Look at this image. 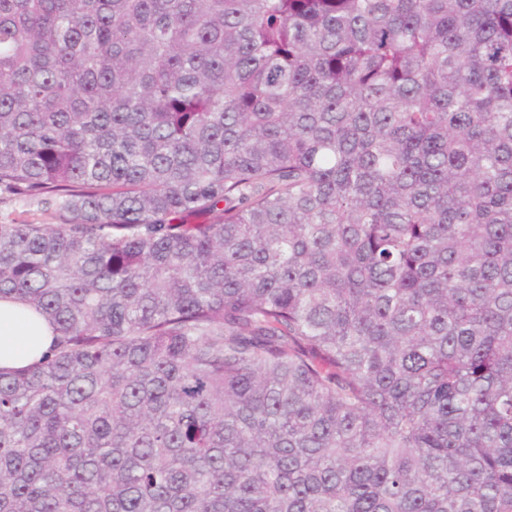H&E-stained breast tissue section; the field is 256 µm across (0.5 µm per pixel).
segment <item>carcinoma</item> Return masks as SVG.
Here are the masks:
<instances>
[{
	"instance_id": "carcinoma-1",
	"label": "carcinoma",
	"mask_w": 512,
	"mask_h": 512,
	"mask_svg": "<svg viewBox=\"0 0 512 512\" xmlns=\"http://www.w3.org/2000/svg\"><path fill=\"white\" fill-rule=\"evenodd\" d=\"M0 512H512V0H0ZM53 207L38 204L36 201L24 202L14 199H2L0 196V224H8L15 220H28L34 223L58 224L52 215ZM53 334L40 318L20 303L0 300V368H22L51 346Z\"/></svg>"
}]
</instances>
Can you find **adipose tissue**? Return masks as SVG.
I'll return each mask as SVG.
<instances>
[{
  "instance_id": "obj_1",
  "label": "adipose tissue",
  "mask_w": 512,
  "mask_h": 512,
  "mask_svg": "<svg viewBox=\"0 0 512 512\" xmlns=\"http://www.w3.org/2000/svg\"><path fill=\"white\" fill-rule=\"evenodd\" d=\"M53 334L40 318L20 303L0 300V368H22L51 346Z\"/></svg>"
}]
</instances>
